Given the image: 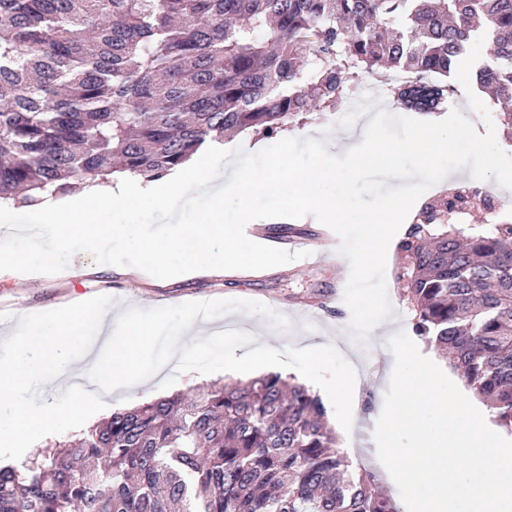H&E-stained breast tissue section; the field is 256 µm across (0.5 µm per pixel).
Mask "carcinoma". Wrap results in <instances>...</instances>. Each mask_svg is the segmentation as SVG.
<instances>
[{"instance_id":"carcinoma-1","label":"carcinoma","mask_w":512,"mask_h":512,"mask_svg":"<svg viewBox=\"0 0 512 512\" xmlns=\"http://www.w3.org/2000/svg\"><path fill=\"white\" fill-rule=\"evenodd\" d=\"M491 58L465 67L472 43ZM392 68L387 94L434 115L471 80L512 141V0H0V200L38 207L114 172L165 178L244 131L273 137ZM396 278L417 338L512 433V219L461 234L422 217ZM0 512H400L351 468L321 398L270 373L114 412L0 467Z\"/></svg>"}]
</instances>
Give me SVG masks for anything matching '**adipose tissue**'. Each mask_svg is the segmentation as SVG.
I'll use <instances>...</instances> for the list:
<instances>
[{
    "mask_svg": "<svg viewBox=\"0 0 512 512\" xmlns=\"http://www.w3.org/2000/svg\"><path fill=\"white\" fill-rule=\"evenodd\" d=\"M462 136L454 126L420 131L416 140L386 145L374 150L370 130L361 135L346 131L341 139L355 168L364 169L391 162L401 153L419 156L430 178L448 177L445 158L449 146ZM140 196L114 191L112 186L85 183L75 197L46 198L40 216L28 230L39 241L37 247L0 251V271L8 274L33 275L53 268L58 253L73 248L76 242L98 245L111 238L112 225L103 223L105 213L119 209L135 212ZM156 330L133 315L115 314L86 304L63 307L43 314L34 326L21 327L10 336L13 350L10 359L0 362V402H6L9 415L7 429H0V465L14 462L21 446L18 434L46 438L57 429L59 417L67 413L81 420L87 402L81 381L96 384L104 393L118 388L139 389L158 382L164 371L181 364L188 349L209 354L217 341L211 336H196L192 341L177 339L169 354L153 367H145L144 357L151 349ZM308 361L306 377L330 398H349L354 388L352 373L325 377L321 369L326 353L321 345L302 348ZM62 380L71 381L68 397L52 398L33 407L28 395L32 389H47Z\"/></svg>",
    "mask_w": 512,
    "mask_h": 512,
    "instance_id": "1",
    "label": "adipose tissue"
}]
</instances>
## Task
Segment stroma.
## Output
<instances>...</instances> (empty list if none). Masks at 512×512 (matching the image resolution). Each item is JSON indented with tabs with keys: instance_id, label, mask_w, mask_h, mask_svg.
I'll return each mask as SVG.
<instances>
[{
	"instance_id": "obj_1",
	"label": "stroma",
	"mask_w": 512,
	"mask_h": 512,
	"mask_svg": "<svg viewBox=\"0 0 512 512\" xmlns=\"http://www.w3.org/2000/svg\"><path fill=\"white\" fill-rule=\"evenodd\" d=\"M458 92L457 104L446 105L435 123H448L463 127L468 135L449 151L446 163L449 177H456L464 162L471 138L494 140L500 151L512 160V142L507 141L502 127L494 120L495 104L474 83L458 77L453 81ZM349 98L339 99L334 110L319 115L311 114L303 123H293L281 130V137H312L317 130L339 131L359 125L361 115L349 106ZM376 125L373 146L402 143L413 139L426 118L410 115L395 108L388 97H381L373 107ZM345 257L326 261L303 270L290 265L267 270H228L213 276L198 274L185 280L155 277L133 280L124 275L122 268L99 266L88 271L84 254L73 256L65 275H45L20 282L14 277L0 274V306L12 311L10 321L0 322V337L18 325L30 320L50 306L70 298L92 297L101 303L124 301L128 308L144 323L156 326L153 357H162L170 340L178 330L192 320L193 307L204 302L209 321L222 323L224 343L228 346L259 347L272 351L279 360L277 374L293 379L301 367L296 351L302 346L322 344L331 358V371L357 370L359 384L351 401L341 405H327V416L335 426L340 448L356 452L362 464L377 475L381 489L391 497H398L395 483L388 481L386 468L377 454L374 429L383 407L390 378L376 374L375 363L390 364L394 355L385 334L370 337L366 346H358L349 331L336 328L333 317L305 318L298 314L300 303L315 304L336 293L340 268ZM200 376L185 377L181 371L168 373L161 388L144 393L129 390L115 391L109 406L100 412V419L127 408L131 399L146 402L177 392H187L202 384L218 386L243 380L240 372L225 371L224 360L208 358L200 362Z\"/></svg>"
}]
</instances>
